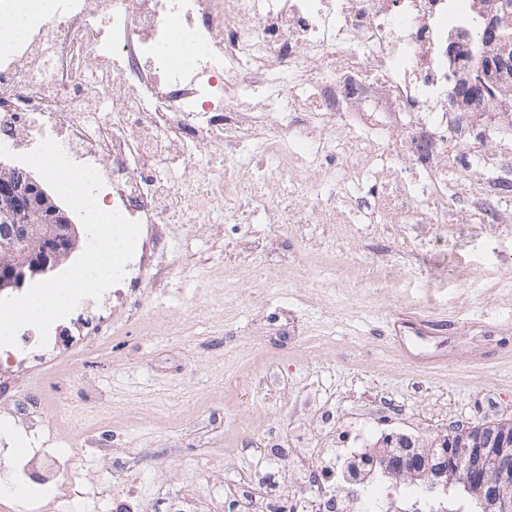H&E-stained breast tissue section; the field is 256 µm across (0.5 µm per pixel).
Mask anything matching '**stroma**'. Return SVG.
<instances>
[{
	"mask_svg": "<svg viewBox=\"0 0 512 512\" xmlns=\"http://www.w3.org/2000/svg\"><path fill=\"white\" fill-rule=\"evenodd\" d=\"M484 120L502 153L483 179L493 204L512 205V126ZM144 235L142 304L82 302L54 347L31 329L0 354V448L84 449L87 486L130 481L149 452L160 462L133 487L137 510L164 512L155 485L223 494L250 470L249 448L289 447L290 428L325 427L324 449L360 414L388 428L386 397L416 437L512 421V223L252 215ZM369 266L380 281L362 279ZM91 322L105 340L83 354Z\"/></svg>",
	"mask_w": 512,
	"mask_h": 512,
	"instance_id": "stroma-1",
	"label": "stroma"
}]
</instances>
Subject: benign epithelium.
I'll use <instances>...</instances> for the list:
<instances>
[{"label": "benign epithelium", "instance_id": "benign-epithelium-1", "mask_svg": "<svg viewBox=\"0 0 512 512\" xmlns=\"http://www.w3.org/2000/svg\"><path fill=\"white\" fill-rule=\"evenodd\" d=\"M76 225L29 172L0 161V296L48 275L78 250ZM380 467L398 484L461 486L479 512H512V422L417 437L394 448L384 440L351 468L357 480Z\"/></svg>", "mask_w": 512, "mask_h": 512}]
</instances>
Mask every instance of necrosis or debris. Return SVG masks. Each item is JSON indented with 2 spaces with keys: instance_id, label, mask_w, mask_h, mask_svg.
I'll list each match as a JSON object with an SVG mask.
<instances>
[{
  "instance_id": "obj_1",
  "label": "necrosis or debris",
  "mask_w": 512,
  "mask_h": 512,
  "mask_svg": "<svg viewBox=\"0 0 512 512\" xmlns=\"http://www.w3.org/2000/svg\"><path fill=\"white\" fill-rule=\"evenodd\" d=\"M13 2L0 0V132L26 120L80 164L111 151L102 190L141 224H208L242 200L268 224H356L336 188L369 180L381 223L448 211L468 223L444 189L450 154H496L481 115L512 117V73L494 76L485 103L461 91L474 64L505 50L475 35L487 18L512 27L503 0H53L19 29ZM347 113L355 123L339 125ZM373 436L352 427L326 457L281 449L302 477L288 512H392L380 485L338 483ZM79 459L47 453L19 475L59 487V512H74Z\"/></svg>"
}]
</instances>
